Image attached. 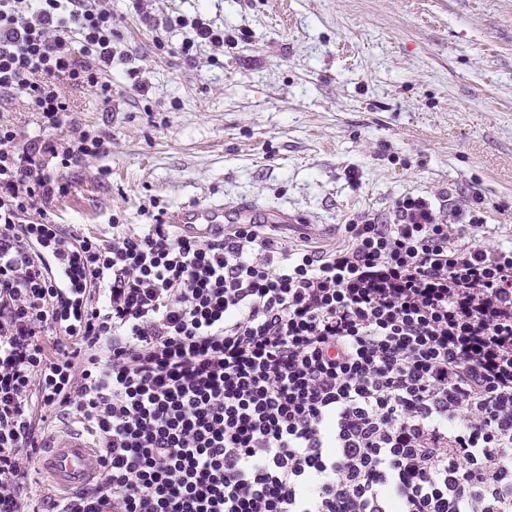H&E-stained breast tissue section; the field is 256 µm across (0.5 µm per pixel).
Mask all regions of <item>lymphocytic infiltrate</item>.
Listing matches in <instances>:
<instances>
[{"label":"lymphocytic infiltrate","mask_w":512,"mask_h":512,"mask_svg":"<svg viewBox=\"0 0 512 512\" xmlns=\"http://www.w3.org/2000/svg\"><path fill=\"white\" fill-rule=\"evenodd\" d=\"M179 51L234 45L206 20ZM111 11L0 0V512H512V243L480 196L405 194L329 249L272 224L111 237L47 220L59 169L108 153L68 127L62 82L112 101ZM96 437L93 486L35 505L58 417ZM29 108L17 95L0 94L1 121L11 123L25 133H33L38 123V115Z\"/></svg>","instance_id":"f902f5d3"}]
</instances>
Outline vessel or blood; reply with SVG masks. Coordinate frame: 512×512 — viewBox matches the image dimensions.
I'll return each mask as SVG.
<instances>
[{
    "instance_id": "1",
    "label": "vessel or blood",
    "mask_w": 512,
    "mask_h": 512,
    "mask_svg": "<svg viewBox=\"0 0 512 512\" xmlns=\"http://www.w3.org/2000/svg\"><path fill=\"white\" fill-rule=\"evenodd\" d=\"M171 221L182 225L188 233L209 235L222 230L228 222L282 224L286 218L276 212L258 214L248 204L228 210L220 205H191L176 212ZM39 466L57 488L71 493L90 488L99 468L95 448L83 434L75 432L53 437L46 442L45 450L39 457Z\"/></svg>"
}]
</instances>
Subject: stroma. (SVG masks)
Masks as SVG:
<instances>
[{"label":"stroma","instance_id":"obj_1","mask_svg":"<svg viewBox=\"0 0 512 512\" xmlns=\"http://www.w3.org/2000/svg\"><path fill=\"white\" fill-rule=\"evenodd\" d=\"M104 5L127 58L111 105L70 91L69 120L112 147L61 170L56 223L108 238L153 208L242 202L332 246L404 194L477 191L512 238V0H148L237 36L191 63L181 32L157 48L127 0Z\"/></svg>","mask_w":512,"mask_h":512}]
</instances>
